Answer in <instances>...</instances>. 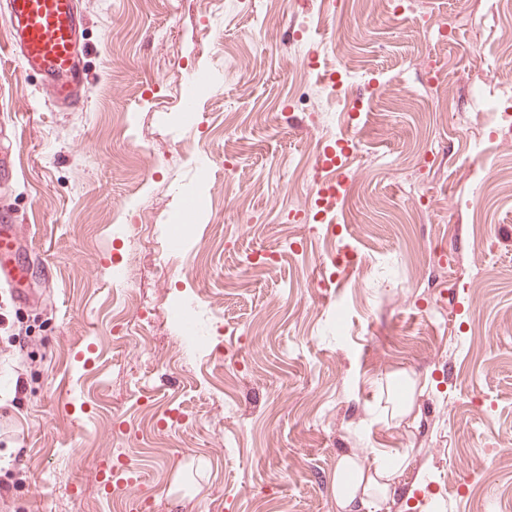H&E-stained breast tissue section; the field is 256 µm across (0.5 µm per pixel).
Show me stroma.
Masks as SVG:
<instances>
[{
  "label": "stroma",
  "instance_id": "obj_1",
  "mask_svg": "<svg viewBox=\"0 0 512 512\" xmlns=\"http://www.w3.org/2000/svg\"><path fill=\"white\" fill-rule=\"evenodd\" d=\"M85 103L56 112L0 14V209L22 227L21 306L0 288V512H340L345 455H408L409 501L512 512V0H80ZM359 75L347 104L298 60L300 26ZM309 90L308 110L291 109ZM355 145L325 225L295 222L337 132ZM260 184H226L224 140ZM119 224L142 239L128 255ZM292 247L271 281L238 269ZM353 250L334 279L330 253ZM135 277L116 288L112 267ZM415 379L419 421L390 418ZM123 453L140 486L105 493ZM386 388L388 401L392 404L391 416L394 413L401 414L405 412L413 390L411 380L407 377L393 376L389 378Z\"/></svg>",
  "mask_w": 512,
  "mask_h": 512
}]
</instances>
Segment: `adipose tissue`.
<instances>
[{"label":"adipose tissue","instance_id":"ef3b65f1","mask_svg":"<svg viewBox=\"0 0 512 512\" xmlns=\"http://www.w3.org/2000/svg\"><path fill=\"white\" fill-rule=\"evenodd\" d=\"M409 467L405 456H380L368 462L344 456L336 467V503L341 512H373L377 503L394 495L410 497V489L400 486Z\"/></svg>","mask_w":512,"mask_h":512}]
</instances>
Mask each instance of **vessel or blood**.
Masks as SVG:
<instances>
[{
  "mask_svg": "<svg viewBox=\"0 0 512 512\" xmlns=\"http://www.w3.org/2000/svg\"><path fill=\"white\" fill-rule=\"evenodd\" d=\"M0 13L9 16L10 48L22 73L36 74L51 87L55 111L79 108L83 103L79 90L87 79L79 0H0ZM16 236L11 214L0 213V283L14 288L16 300L23 304L29 295L17 286Z\"/></svg>",
  "mask_w": 512,
  "mask_h": 512,
  "instance_id": "vessel-or-blood-1",
  "label": "vessel or blood"
}]
</instances>
